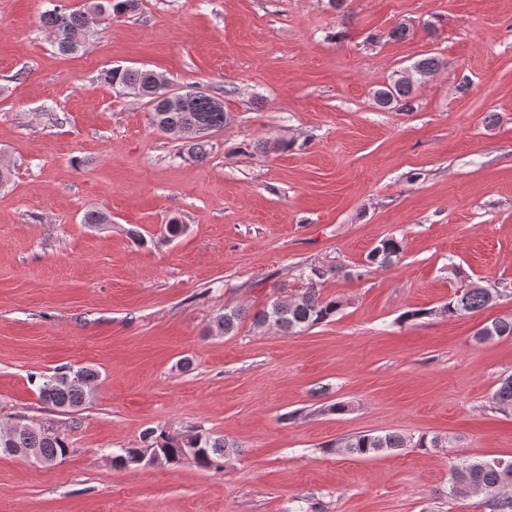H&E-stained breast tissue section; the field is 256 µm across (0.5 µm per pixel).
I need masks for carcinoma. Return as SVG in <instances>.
<instances>
[{
    "label": "carcinoma",
    "instance_id": "cac0c4a2",
    "mask_svg": "<svg viewBox=\"0 0 512 512\" xmlns=\"http://www.w3.org/2000/svg\"><path fill=\"white\" fill-rule=\"evenodd\" d=\"M139 0H93L79 9H69L58 4L45 11L41 22L50 29L57 49L62 54L81 51L93 37L105 17L119 18L136 11ZM440 62L428 56L419 59L405 72L374 91L376 103L382 107H396L411 112L413 93L418 78L437 70ZM160 73L136 67L112 69L105 75L109 84L120 89H133L138 97L151 105V122L161 133L173 127L224 130L227 113L214 106V97L199 92L181 111L163 112L155 104ZM178 141L187 147L189 156L197 161L206 157L207 141L199 137L182 136ZM403 240L389 237L381 240L366 256L367 266L385 268L395 263L403 252ZM347 277L362 275L357 269L343 264L315 266L300 272L302 288L294 299H273L252 316L251 327L255 330H276L290 335L301 334L329 321L343 306L335 297L323 295L320 284L339 274ZM504 289L487 288L475 282H460L458 289L448 299L440 314L450 318L472 315L492 306L502 296ZM247 318L244 307H228L216 316L207 333L213 336H233ZM503 336H512V316L497 318L483 324L474 338L486 342ZM97 370L89 367L74 369L60 367L45 378L39 393L41 400L63 412H73L89 401L93 394L92 384L98 380ZM493 401L500 407H512V375L503 379L493 394ZM329 448H340L351 457L363 458L389 450L406 448L432 449L443 447L437 435H421L407 438L395 432L379 434H356L327 444ZM16 448H35L41 457L54 464L62 463L70 454L69 444L63 433L53 425L41 423L24 425L18 430L0 429V454H14ZM144 448H156L162 456V465L179 466L187 461L201 469L219 470L226 458L237 448V444L216 436L200 427L190 426L181 433L148 428L140 437V444L131 448H120L112 453V464L118 468L135 465V459ZM512 470V459H474L457 457L451 465V481L448 497L465 498L480 490H488L494 496L488 501L490 512H512V489L506 478Z\"/></svg>",
    "mask_w": 512,
    "mask_h": 512
}]
</instances>
